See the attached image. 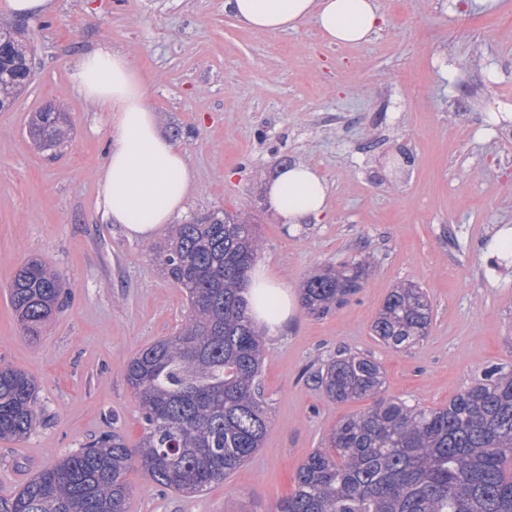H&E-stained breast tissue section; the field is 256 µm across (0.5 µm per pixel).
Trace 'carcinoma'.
Returning a JSON list of instances; mask_svg holds the SVG:
<instances>
[{
	"label": "carcinoma",
	"instance_id": "cac0c4a2",
	"mask_svg": "<svg viewBox=\"0 0 512 512\" xmlns=\"http://www.w3.org/2000/svg\"><path fill=\"white\" fill-rule=\"evenodd\" d=\"M30 51L0 58V108L30 85ZM67 113H32L28 131L40 148L60 144ZM262 251L252 217L211 212L172 226L155 251L185 292L180 328L138 351L126 380L144 424L136 447L114 431L59 459L0 512H126L127 473L137 463L153 483L198 494L228 479L262 447L269 420L259 390L264 338L242 297ZM365 258L308 275L302 304L324 313L372 276ZM63 276L39 259L15 272L9 299L20 328L35 335L65 299ZM432 308L423 289L403 284L386 296L372 335L393 348L428 334ZM338 403L379 393L384 377L368 355L342 353L314 374ZM38 386L23 370L0 364V439L28 437L37 420ZM328 449L301 464L297 485L277 512H512V370L488 369L448 405L422 408L381 398L340 419Z\"/></svg>",
	"mask_w": 512,
	"mask_h": 512
}]
</instances>
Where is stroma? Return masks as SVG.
Here are the masks:
<instances>
[{"instance_id": "stroma-1", "label": "stroma", "mask_w": 512, "mask_h": 512, "mask_svg": "<svg viewBox=\"0 0 512 512\" xmlns=\"http://www.w3.org/2000/svg\"><path fill=\"white\" fill-rule=\"evenodd\" d=\"M386 26L362 44L330 45L310 24L251 32L224 0H54L47 16L11 14L32 51L35 76L0 111V364L38 383L39 421L25 440H0V495L101 432L129 446L143 434L125 368L172 335L187 313L149 242L104 222L97 173L108 139L107 105L70 80L77 58L102 45L128 54L145 79L164 131L196 172L185 218L249 211L261 263L300 290L312 268L364 253L374 274L347 303L316 316L298 309L264 332L259 378L269 425L261 448L224 483L197 495L157 487L139 466L127 474V512H276L300 464L365 399L338 404L312 375L337 353L373 357L382 395L425 408L448 404L493 366L512 368V260L497 259L512 229V0L480 12L467 0H376ZM50 104L70 135L34 146L27 125ZM304 162L329 185L325 214L281 224L266 201L276 167ZM40 258L67 283L60 312L39 335L20 329L8 285ZM423 289L428 334L394 349L371 325L396 284Z\"/></svg>"}]
</instances>
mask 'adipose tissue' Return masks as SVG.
I'll return each mask as SVG.
<instances>
[{
    "label": "adipose tissue",
    "mask_w": 512,
    "mask_h": 512,
    "mask_svg": "<svg viewBox=\"0 0 512 512\" xmlns=\"http://www.w3.org/2000/svg\"><path fill=\"white\" fill-rule=\"evenodd\" d=\"M225 12L260 34L295 31L311 23L329 44H359L386 25L376 0H224ZM71 81L85 98L110 111L106 157L98 176L97 209L129 236L151 238L185 208L195 172L182 145L159 128L146 87L127 56L107 46L84 53ZM325 179L311 165L281 166L267 186L281 223L294 226L321 215ZM245 296L256 325L283 326L297 310L294 292L261 263L251 269Z\"/></svg>",
    "instance_id": "ef3b65f1"
}]
</instances>
